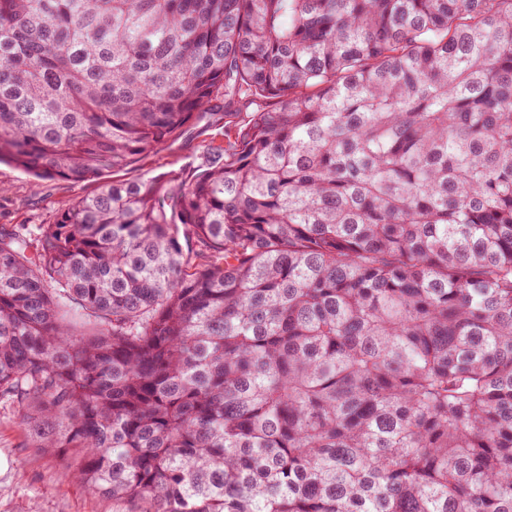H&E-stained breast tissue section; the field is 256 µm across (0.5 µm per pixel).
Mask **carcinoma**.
Segmentation results:
<instances>
[{"label":"carcinoma","instance_id":"carcinoma-1","mask_svg":"<svg viewBox=\"0 0 512 512\" xmlns=\"http://www.w3.org/2000/svg\"><path fill=\"white\" fill-rule=\"evenodd\" d=\"M191 176L0 225V399L147 512H512V0H0V162ZM220 126H191L180 139L168 142L160 151L146 157L139 166L127 170L122 178L148 179L170 171L191 174L206 161V146L221 139Z\"/></svg>","mask_w":512,"mask_h":512}]
</instances>
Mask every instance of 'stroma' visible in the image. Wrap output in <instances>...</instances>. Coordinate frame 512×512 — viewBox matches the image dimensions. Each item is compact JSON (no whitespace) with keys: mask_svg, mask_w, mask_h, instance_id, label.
Segmentation results:
<instances>
[{"mask_svg":"<svg viewBox=\"0 0 512 512\" xmlns=\"http://www.w3.org/2000/svg\"><path fill=\"white\" fill-rule=\"evenodd\" d=\"M221 129L191 126L180 139L167 143L127 170L126 178L146 179L170 171L192 173L204 164L206 146ZM0 225L36 229L52 223L72 198L90 193L94 183L73 184L37 179L6 163L0 164ZM0 512H142L140 506L115 502L78 486L71 469L56 456L29 447L14 408L0 401Z\"/></svg>","mask_w":512,"mask_h":512,"instance_id":"35a3bbf8","label":"stroma"}]
</instances>
